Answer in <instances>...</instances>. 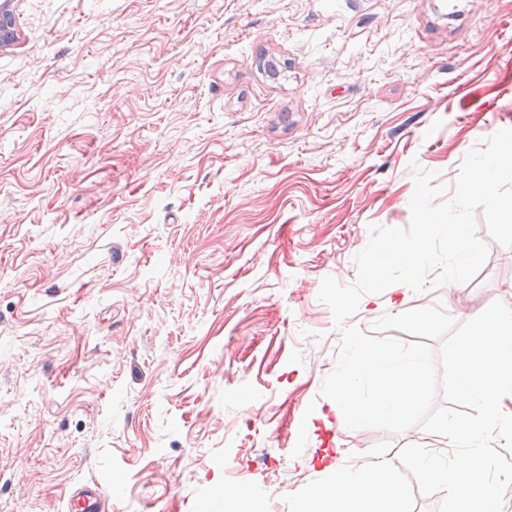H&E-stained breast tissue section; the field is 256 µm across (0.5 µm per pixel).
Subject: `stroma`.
Returning <instances> with one entry per match:
<instances>
[{
  "label": "stroma",
  "instance_id": "stroma-1",
  "mask_svg": "<svg viewBox=\"0 0 512 512\" xmlns=\"http://www.w3.org/2000/svg\"><path fill=\"white\" fill-rule=\"evenodd\" d=\"M0 48V512H254L376 444L326 428L369 226L512 129V0H20ZM281 64L273 80L258 54ZM351 324L512 308V248ZM68 511L101 512L106 491L101 485L78 484L68 493Z\"/></svg>",
  "mask_w": 512,
  "mask_h": 512
}]
</instances>
